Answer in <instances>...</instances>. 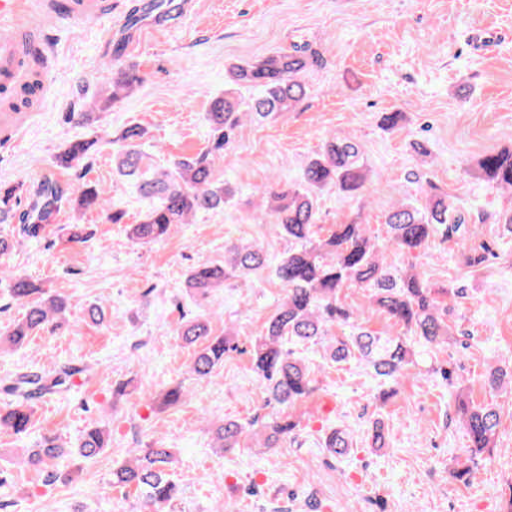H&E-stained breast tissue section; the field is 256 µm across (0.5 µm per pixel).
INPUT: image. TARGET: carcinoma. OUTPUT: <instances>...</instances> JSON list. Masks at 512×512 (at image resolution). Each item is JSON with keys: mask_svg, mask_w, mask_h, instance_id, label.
<instances>
[{"mask_svg": "<svg viewBox=\"0 0 512 512\" xmlns=\"http://www.w3.org/2000/svg\"><path fill=\"white\" fill-rule=\"evenodd\" d=\"M323 61L319 51L306 44L290 51L279 50L250 62L232 64L225 69L224 94L210 98L205 120L208 146L194 157L175 158L166 166L152 168L144 163L147 130L132 123L119 133L108 132L99 138L74 140L55 155L53 166L67 170L101 145L112 147V161L118 175L133 178L144 196L151 199L142 219L131 225L129 239L135 245L158 243L181 224H189L201 211L224 207L237 190L230 183L218 181L213 164L224 156L235 141L246 119L274 118L293 112L307 95V71ZM100 76L108 91L104 104L95 112H80L85 123L99 120L100 112L131 96L143 83L134 64L104 62ZM484 179L496 189L512 195V148L487 153L479 160ZM24 184L0 183V282L7 283L12 300L24 308L22 317L0 336V347L19 348L37 332L56 329L65 317L68 299L61 294L46 295L26 273L7 265L15 246L39 238L46 224L61 207L97 211L111 224L123 223L126 211L112 200L109 191L87 183L78 194L56 180H42L31 194L28 209L17 212L18 198ZM369 173L361 161L357 142L350 136L331 134L321 151L302 170L299 186L256 189L261 219L275 224L288 238V251L275 264L274 272L285 295L273 315L265 322L250 352L254 372L265 385L274 403L293 407L315 390V379L296 347L319 346L323 358L335 363L358 360L372 369L382 385L391 383L380 395L396 394L408 371L418 365L430 348L453 336L448 324V306L434 297L423 273L415 265L398 266L388 261L389 254H410L427 248L435 239L450 240L464 249L476 236V225L489 215L469 203L446 195L430 193L422 201L398 202L385 217L383 242L372 238L367 225L351 222L337 224L325 237L316 236L319 221L318 196L338 190L349 195L369 192ZM267 256L257 244L227 241L224 265L201 262L187 272L184 288L196 295H206L224 286L230 278L241 277L263 268ZM363 288L379 310L402 326L409 337L379 336L365 327L364 313L344 307L340 293L347 287ZM349 328V333L334 336L330 327ZM184 344L195 347L191 370L207 377L224 364V355L235 349L230 333L214 334L211 318L199 315L176 330ZM82 369L59 365L49 370L17 375L5 386L15 400L7 410L0 409V431L16 436L29 431L34 417L31 403L37 394H51L72 383ZM186 397L176 385L160 394V405L173 407ZM455 421L465 430L471 451L480 452L494 445L500 425L499 412L491 406H476L464 395L456 397ZM261 425V430L254 429ZM298 423L275 416L267 422L250 423L227 420L212 429L214 448L229 451L247 432L257 447L267 452L277 447L285 436L296 435ZM368 439L372 447H386L385 425L377 418ZM321 447L333 459L347 457L354 448L350 434L339 428L327 433ZM105 449V430L88 428L76 448L67 449L59 437L44 435L35 448L23 449L22 462L46 473V480L60 476L59 462L73 455L91 459ZM177 458L174 449L159 444L138 448L124 462L112 468V485L133 487L141 496V512H175L177 484L172 478Z\"/></svg>", "mask_w": 512, "mask_h": 512, "instance_id": "carcinoma-1", "label": "carcinoma"}]
</instances>
